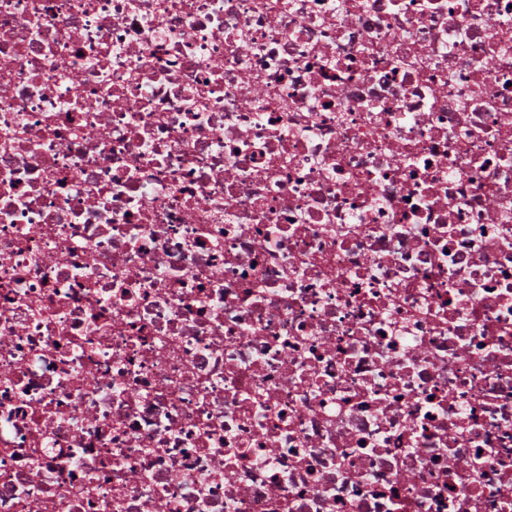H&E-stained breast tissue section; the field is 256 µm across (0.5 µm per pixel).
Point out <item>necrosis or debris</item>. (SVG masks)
Returning <instances> with one entry per match:
<instances>
[{
    "mask_svg": "<svg viewBox=\"0 0 512 512\" xmlns=\"http://www.w3.org/2000/svg\"><path fill=\"white\" fill-rule=\"evenodd\" d=\"M0 512H512V0H0Z\"/></svg>",
    "mask_w": 512,
    "mask_h": 512,
    "instance_id": "4bbe7bcc",
    "label": "necrosis or debris"
}]
</instances>
